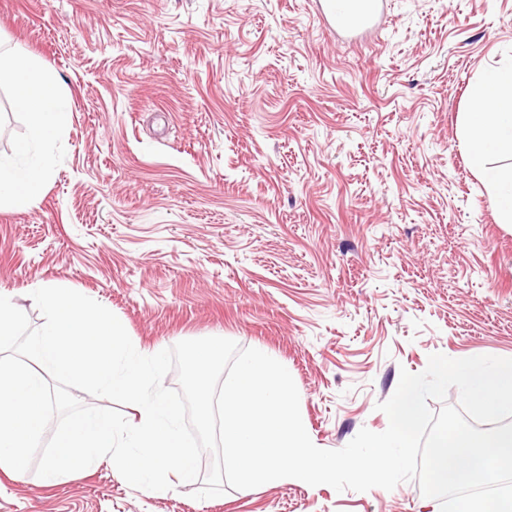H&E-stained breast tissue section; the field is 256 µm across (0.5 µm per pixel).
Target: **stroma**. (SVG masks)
<instances>
[{
    "label": "stroma",
    "instance_id": "35a3bbf8",
    "mask_svg": "<svg viewBox=\"0 0 512 512\" xmlns=\"http://www.w3.org/2000/svg\"><path fill=\"white\" fill-rule=\"evenodd\" d=\"M48 63L70 124L31 207H0V291L31 327L42 280L106 304L145 352L204 337L288 370L319 448L435 353L512 358V225L468 161L469 85L512 62V0H389L367 40L314 0H0V46ZM28 121L0 89V156ZM159 497L109 463L0 512H431L418 482L288 481Z\"/></svg>",
    "mask_w": 512,
    "mask_h": 512
}]
</instances>
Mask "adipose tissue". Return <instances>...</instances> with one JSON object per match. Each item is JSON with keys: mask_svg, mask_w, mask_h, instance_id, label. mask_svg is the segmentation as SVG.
<instances>
[{"mask_svg": "<svg viewBox=\"0 0 512 512\" xmlns=\"http://www.w3.org/2000/svg\"><path fill=\"white\" fill-rule=\"evenodd\" d=\"M8 88L25 111L30 137L16 146V158H0V201L31 206L41 197L49 172L47 160L31 154L69 122V100L57 76L21 47L0 51V88ZM469 162L484 179L502 223L512 224V166L492 165L495 157L512 159V65L492 67L471 85L464 118Z\"/></svg>", "mask_w": 512, "mask_h": 512, "instance_id": "ef3b65f1", "label": "adipose tissue"}]
</instances>
